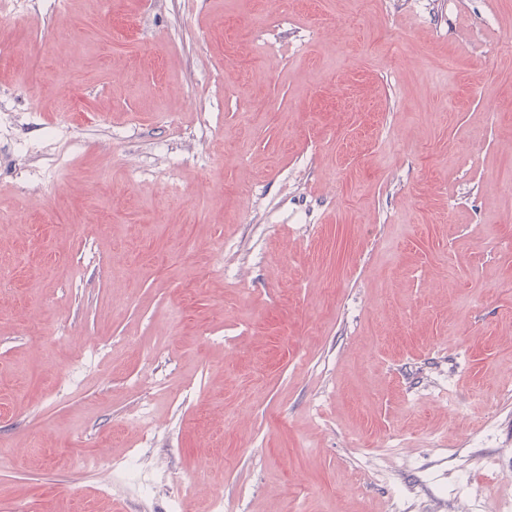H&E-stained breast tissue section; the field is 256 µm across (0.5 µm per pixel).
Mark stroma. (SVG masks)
I'll list each match as a JSON object with an SVG mask.
<instances>
[{
	"instance_id": "stroma-1",
	"label": "stroma",
	"mask_w": 512,
	"mask_h": 512,
	"mask_svg": "<svg viewBox=\"0 0 512 512\" xmlns=\"http://www.w3.org/2000/svg\"><path fill=\"white\" fill-rule=\"evenodd\" d=\"M0 99V512L512 497V0H39ZM82 464L92 467L105 478H112L128 473L131 470L138 469V461L135 458H129L125 461L108 460L104 456L99 455L92 460H81Z\"/></svg>"
}]
</instances>
